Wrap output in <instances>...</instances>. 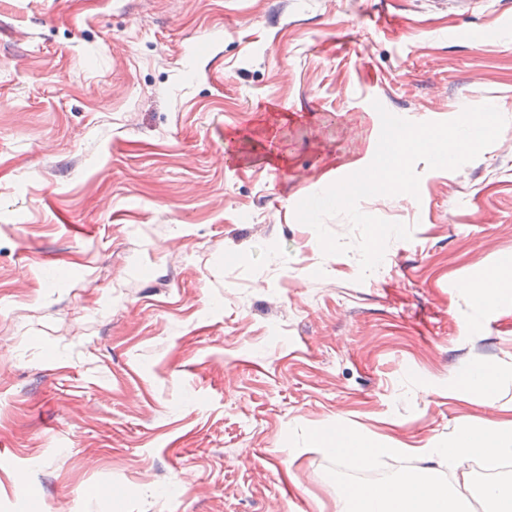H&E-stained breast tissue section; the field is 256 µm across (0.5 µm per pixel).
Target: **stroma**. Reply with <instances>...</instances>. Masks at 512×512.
<instances>
[{"label": "stroma", "mask_w": 512, "mask_h": 512, "mask_svg": "<svg viewBox=\"0 0 512 512\" xmlns=\"http://www.w3.org/2000/svg\"><path fill=\"white\" fill-rule=\"evenodd\" d=\"M377 102L507 124L361 202L412 229L364 277L295 208L369 164ZM505 265L512 0H0V512H335L287 442L333 424L462 490L422 451L512 430V293L474 289Z\"/></svg>", "instance_id": "1"}]
</instances>
